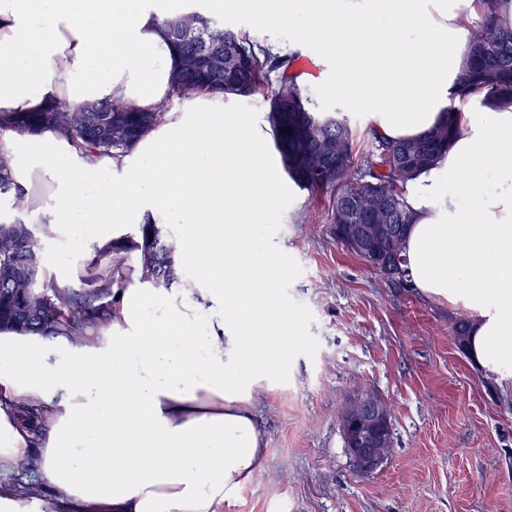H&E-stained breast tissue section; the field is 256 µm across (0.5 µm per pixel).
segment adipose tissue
Wrapping results in <instances>:
<instances>
[{"label": "adipose tissue", "mask_w": 512, "mask_h": 512, "mask_svg": "<svg viewBox=\"0 0 512 512\" xmlns=\"http://www.w3.org/2000/svg\"><path fill=\"white\" fill-rule=\"evenodd\" d=\"M471 3L210 0L316 39L323 94L385 139L424 136L466 101L443 157L405 187L403 254L422 297L472 316L469 355L493 373L512 361V104L460 94ZM162 18L142 0H0V112L120 98L164 113L130 150L96 159L51 132L0 136L13 185L44 217L42 246L69 259L47 271L56 287H74L99 251L123 283L111 320L84 338L0 331V475L31 460L49 492L35 507L2 490L0 512H222L267 451L257 392L299 333L259 245L284 192L273 132L220 94L172 102ZM127 224L189 225L172 239L170 287L129 271ZM207 310L220 317L196 336ZM23 407L42 411L41 435Z\"/></svg>", "instance_id": "ef3b65f1"}]
</instances>
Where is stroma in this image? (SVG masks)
I'll return each instance as SVG.
<instances>
[{"label":"stroma","instance_id":"35a3bbf8","mask_svg":"<svg viewBox=\"0 0 512 512\" xmlns=\"http://www.w3.org/2000/svg\"><path fill=\"white\" fill-rule=\"evenodd\" d=\"M220 18L309 60L293 71L330 109L315 41ZM328 201L293 189L265 228L300 333L255 404L266 455L223 512H512V362L494 374L474 365L452 336L456 312L390 284L337 243ZM366 390L389 409L392 446L382 466L360 474L338 416Z\"/></svg>","mask_w":512,"mask_h":512}]
</instances>
